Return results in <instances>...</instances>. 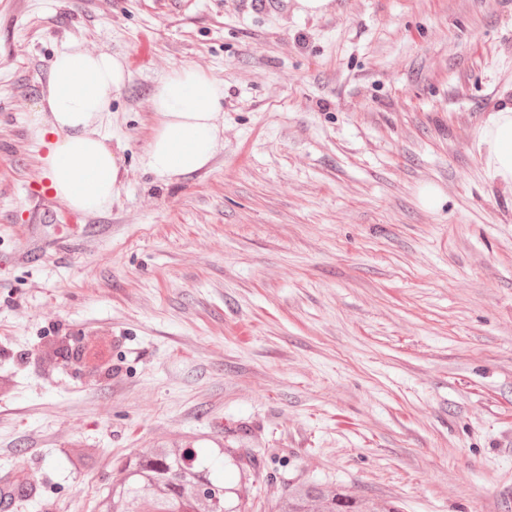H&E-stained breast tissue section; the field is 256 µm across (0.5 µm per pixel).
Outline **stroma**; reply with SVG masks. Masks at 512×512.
<instances>
[{
    "label": "stroma",
    "instance_id": "1",
    "mask_svg": "<svg viewBox=\"0 0 512 512\" xmlns=\"http://www.w3.org/2000/svg\"><path fill=\"white\" fill-rule=\"evenodd\" d=\"M71 46L130 73L101 214L31 195ZM186 64L224 83V148L163 182L151 97ZM510 101L512 0H0V478L40 492L11 512H94L113 458L191 439L258 457L225 473L250 512L296 480L512 512V191L477 150Z\"/></svg>",
    "mask_w": 512,
    "mask_h": 512
}]
</instances>
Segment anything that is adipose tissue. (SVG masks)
I'll return each instance as SVG.
<instances>
[{
	"instance_id": "obj_1",
	"label": "adipose tissue",
	"mask_w": 512,
	"mask_h": 512,
	"mask_svg": "<svg viewBox=\"0 0 512 512\" xmlns=\"http://www.w3.org/2000/svg\"><path fill=\"white\" fill-rule=\"evenodd\" d=\"M123 58L73 46L52 61L40 111L51 114L37 133L45 147L42 170L54 194L74 210L99 213L120 188L121 157L106 132L113 95L127 83ZM222 81L183 65L157 83V122L142 163L168 181L205 168L224 148ZM488 177L512 188V106L491 113L477 144Z\"/></svg>"
}]
</instances>
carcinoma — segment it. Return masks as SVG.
Returning a JSON list of instances; mask_svg holds the SVG:
<instances>
[{
	"instance_id": "carcinoma-1",
	"label": "carcinoma",
	"mask_w": 512,
	"mask_h": 512,
	"mask_svg": "<svg viewBox=\"0 0 512 512\" xmlns=\"http://www.w3.org/2000/svg\"><path fill=\"white\" fill-rule=\"evenodd\" d=\"M241 458L227 448H159L146 456L121 460L119 477L98 505V512H249L240 489L224 481L227 466ZM202 481L220 483L224 499L215 502L207 491L193 487ZM272 512H377L372 503L314 482L288 487Z\"/></svg>"
}]
</instances>
